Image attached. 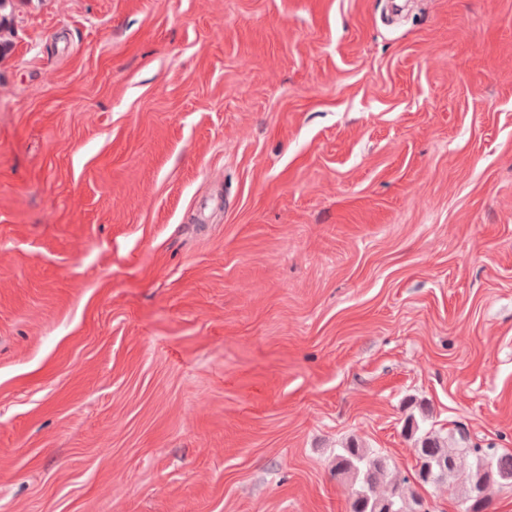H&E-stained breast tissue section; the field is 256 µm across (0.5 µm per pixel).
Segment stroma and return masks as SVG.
Returning <instances> with one entry per match:
<instances>
[{"label": "stroma", "instance_id": "1", "mask_svg": "<svg viewBox=\"0 0 512 512\" xmlns=\"http://www.w3.org/2000/svg\"><path fill=\"white\" fill-rule=\"evenodd\" d=\"M0 512H349L408 414L512 451V0H12Z\"/></svg>", "mask_w": 512, "mask_h": 512}]
</instances>
